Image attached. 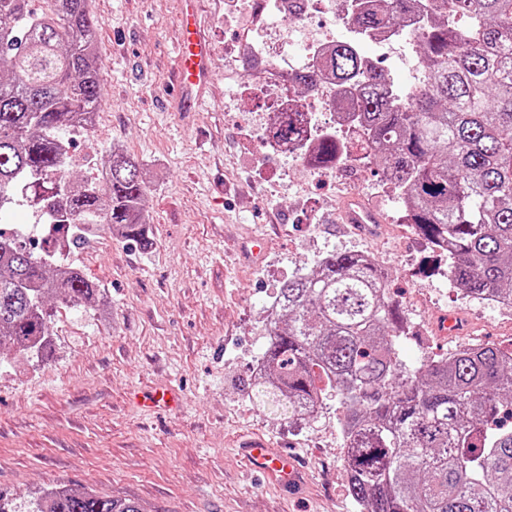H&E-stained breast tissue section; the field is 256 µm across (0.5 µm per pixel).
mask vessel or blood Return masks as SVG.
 <instances>
[{
	"label": "vessel or blood",
	"instance_id": "1",
	"mask_svg": "<svg viewBox=\"0 0 512 512\" xmlns=\"http://www.w3.org/2000/svg\"><path fill=\"white\" fill-rule=\"evenodd\" d=\"M180 24L183 38L176 57L177 97L184 111L189 112L202 103L205 91L212 80L211 47L200 31L195 9H186L181 15ZM343 218L346 223L362 229L380 221L377 214L355 197L346 201ZM247 452L254 465L267 479L281 484L298 481L300 471L294 456L273 451L262 441L250 444Z\"/></svg>",
	"mask_w": 512,
	"mask_h": 512
}]
</instances>
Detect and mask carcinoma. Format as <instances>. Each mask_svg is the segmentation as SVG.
Returning <instances> with one entry per match:
<instances>
[{"label": "carcinoma", "mask_w": 512, "mask_h": 512, "mask_svg": "<svg viewBox=\"0 0 512 512\" xmlns=\"http://www.w3.org/2000/svg\"><path fill=\"white\" fill-rule=\"evenodd\" d=\"M0 0V222L23 199L61 242L38 253L0 228V351L43 358L47 298L95 306L100 286L70 261L101 231L142 248L147 186L141 163L111 151L99 182L75 180L59 130L93 127L104 75L88 0ZM356 33L395 31L409 15L424 85L411 98L351 42L331 45L297 89L327 73L355 83L367 137L312 146L382 162L412 202L406 223L446 246L448 277L475 298L512 296V0H355ZM267 136L303 146L308 116L278 112ZM253 403L290 422L310 419L332 391L344 405L345 477L358 512H512V351L486 344L410 369L399 342L407 318L388 275L352 253L321 257L274 296ZM37 512H143L127 499L58 488Z\"/></svg>", "instance_id": "obj_1"}]
</instances>
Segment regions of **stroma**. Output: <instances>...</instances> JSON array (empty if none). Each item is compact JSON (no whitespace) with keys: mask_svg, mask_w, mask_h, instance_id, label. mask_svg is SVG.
<instances>
[{"mask_svg":"<svg viewBox=\"0 0 512 512\" xmlns=\"http://www.w3.org/2000/svg\"><path fill=\"white\" fill-rule=\"evenodd\" d=\"M195 6L212 47L210 108L178 112L169 94L182 0H91L104 98L93 132L68 138L70 172L93 175L113 149L139 160L152 245L103 232L78 248L105 310L54 303L52 353L0 361V492L16 512L57 487L145 512H357L340 401L296 424L262 412L245 390L269 342L265 305L328 253H365L386 269L390 297L416 329L399 346L407 366L452 354L458 335L436 331L447 314L485 342L512 337V318L456 290L447 257L400 223L396 194L363 193L382 218L366 232L329 207L344 188L312 181L292 158H266L263 135L245 136L239 117L268 101L224 68L251 18L228 26L224 0ZM161 384L179 392L177 410L140 403ZM248 439L301 454L300 484L257 478L242 453Z\"/></svg>","mask_w":512,"mask_h":512,"instance_id":"35a3bbf8","label":"stroma"}]
</instances>
